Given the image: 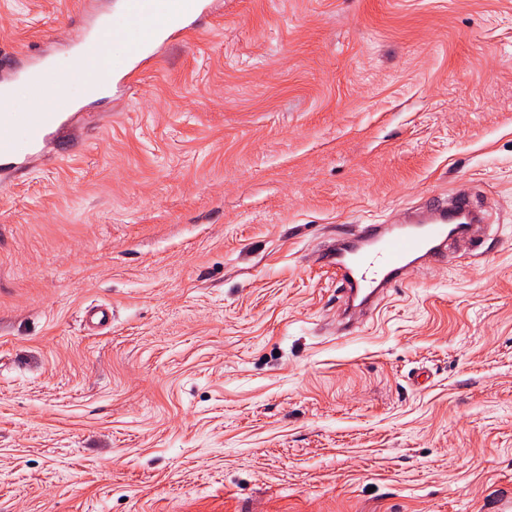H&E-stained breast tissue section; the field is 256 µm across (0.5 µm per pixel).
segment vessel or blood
I'll return each mask as SVG.
<instances>
[{
    "instance_id": "vessel-or-blood-1",
    "label": "vessel or blood",
    "mask_w": 512,
    "mask_h": 512,
    "mask_svg": "<svg viewBox=\"0 0 512 512\" xmlns=\"http://www.w3.org/2000/svg\"><path fill=\"white\" fill-rule=\"evenodd\" d=\"M211 0H123L112 21V35L125 47L122 58L98 74L101 88L136 80L140 65L154 44L178 42L190 21L210 14ZM50 73L28 82V108L12 93L0 92V167L17 165L22 154L42 150L72 118L70 99L52 90ZM480 216L469 196L458 192L444 202L425 203L401 224H360L350 236L334 238L326 248L324 265L340 287L345 308L372 315L379 301L401 282L403 270L448 257L458 241L477 253Z\"/></svg>"
}]
</instances>
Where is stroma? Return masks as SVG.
Here are the masks:
<instances>
[{
  "label": "stroma",
  "mask_w": 512,
  "mask_h": 512,
  "mask_svg": "<svg viewBox=\"0 0 512 512\" xmlns=\"http://www.w3.org/2000/svg\"><path fill=\"white\" fill-rule=\"evenodd\" d=\"M119 2L0 0V70L65 65ZM76 111L0 173V512L512 497V0H215ZM458 186L482 257L337 333L323 241Z\"/></svg>",
  "instance_id": "stroma-1"
}]
</instances>
